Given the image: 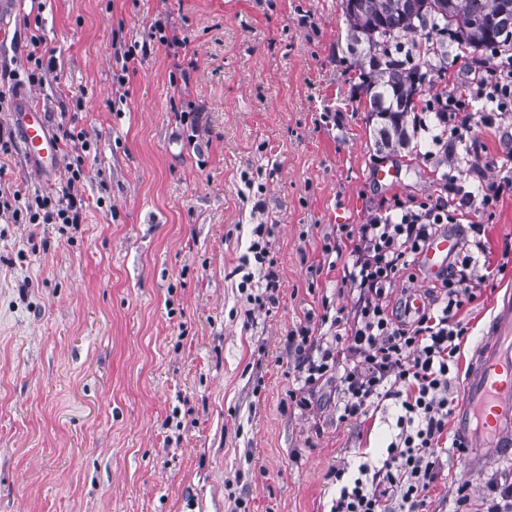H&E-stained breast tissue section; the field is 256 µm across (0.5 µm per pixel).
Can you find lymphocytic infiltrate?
Instances as JSON below:
<instances>
[{
    "label": "lymphocytic infiltrate",
    "mask_w": 512,
    "mask_h": 512,
    "mask_svg": "<svg viewBox=\"0 0 512 512\" xmlns=\"http://www.w3.org/2000/svg\"><path fill=\"white\" fill-rule=\"evenodd\" d=\"M495 103L497 112L512 110V47L496 49L476 87L468 96L439 93L426 103L427 111L452 128L447 159L465 144L476 118L472 101ZM61 197H27L21 190L0 195V213L14 223L79 224L84 220L79 186L87 174L82 163L68 167ZM512 187V177L490 186L482 196L442 197L419 209L394 203L365 223L344 226L352 244L344 281L357 293L352 311L337 310L329 334L314 325L292 330L289 340L296 355L303 387L335 376L342 418H367L370 408L390 400L400 410L398 433L380 467L361 463L358 476L336 469V496L330 512H419L440 472L438 449L447 434L454 407L453 387L459 381L460 345L468 328L458 314L482 283L471 273L473 257H464L459 269L439 275V293L429 307L417 313L391 311L386 303L400 275L422 253L439 227L457 223L473 205L489 209L501 191ZM317 357H310V350ZM454 512H512V477L492 479L480 503H473L469 484L458 485Z\"/></svg>",
    "instance_id": "1"
}]
</instances>
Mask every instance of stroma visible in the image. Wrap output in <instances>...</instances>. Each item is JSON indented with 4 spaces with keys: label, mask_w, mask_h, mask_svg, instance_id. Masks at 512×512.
<instances>
[{
    "label": "stroma",
    "mask_w": 512,
    "mask_h": 512,
    "mask_svg": "<svg viewBox=\"0 0 512 512\" xmlns=\"http://www.w3.org/2000/svg\"><path fill=\"white\" fill-rule=\"evenodd\" d=\"M189 38L186 55L149 42L151 25ZM0 43V128L12 137L6 182L56 197L68 172L35 175L11 110L41 108L50 129L91 143L80 224L0 216V512H329L330 473L379 461L397 430L393 401L367 421L339 420L334 378L301 390L288 342L357 299L324 253L352 245L347 224L402 200L447 192L445 158L426 154L420 123L434 94H468L493 56L429 32L399 40L420 67L406 145L378 149L343 0H28ZM39 30L56 67L27 80ZM132 74L118 83L122 67ZM198 112L197 128L181 112ZM512 111L468 140L460 182L498 181ZM394 181H377L379 167ZM280 287L257 306L239 284L256 225ZM485 227L476 236L472 225ZM457 257L484 239L486 270L461 309L459 367L512 291V192L461 216ZM304 391L308 406L293 396ZM504 464L468 474L442 454L424 512H451L458 484L481 493Z\"/></svg>",
    "instance_id": "obj_1"
}]
</instances>
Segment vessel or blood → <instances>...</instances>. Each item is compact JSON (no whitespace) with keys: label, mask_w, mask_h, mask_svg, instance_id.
Instances as JSON below:
<instances>
[{"label":"vessel or blood","mask_w":512,"mask_h":512,"mask_svg":"<svg viewBox=\"0 0 512 512\" xmlns=\"http://www.w3.org/2000/svg\"><path fill=\"white\" fill-rule=\"evenodd\" d=\"M24 153L35 174L59 170V145L41 109L24 105L17 113ZM457 248L451 233L434 236L419 261L429 274L442 271ZM454 435L469 448L466 468L478 472L512 459V296H504L486 336L465 373L454 410Z\"/></svg>","instance_id":"b4317fda"}]
</instances>
